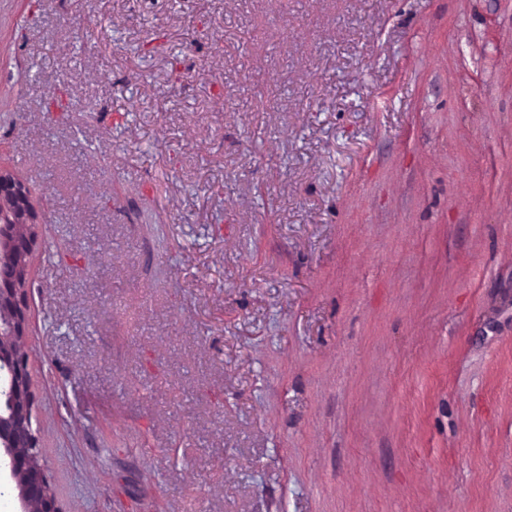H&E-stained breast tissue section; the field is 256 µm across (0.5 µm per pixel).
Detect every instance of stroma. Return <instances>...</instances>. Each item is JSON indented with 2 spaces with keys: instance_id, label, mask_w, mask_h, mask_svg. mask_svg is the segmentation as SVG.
Returning a JSON list of instances; mask_svg holds the SVG:
<instances>
[{
  "instance_id": "stroma-1",
  "label": "stroma",
  "mask_w": 512,
  "mask_h": 512,
  "mask_svg": "<svg viewBox=\"0 0 512 512\" xmlns=\"http://www.w3.org/2000/svg\"><path fill=\"white\" fill-rule=\"evenodd\" d=\"M0 165L63 512H512V0H0Z\"/></svg>"
}]
</instances>
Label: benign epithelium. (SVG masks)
Returning <instances> with one entry per match:
<instances>
[{"label": "benign epithelium", "mask_w": 512, "mask_h": 512, "mask_svg": "<svg viewBox=\"0 0 512 512\" xmlns=\"http://www.w3.org/2000/svg\"><path fill=\"white\" fill-rule=\"evenodd\" d=\"M37 223L30 188L0 167V471L18 484L17 512H61L32 428L34 403L28 359L27 294Z\"/></svg>", "instance_id": "7a95c632"}]
</instances>
